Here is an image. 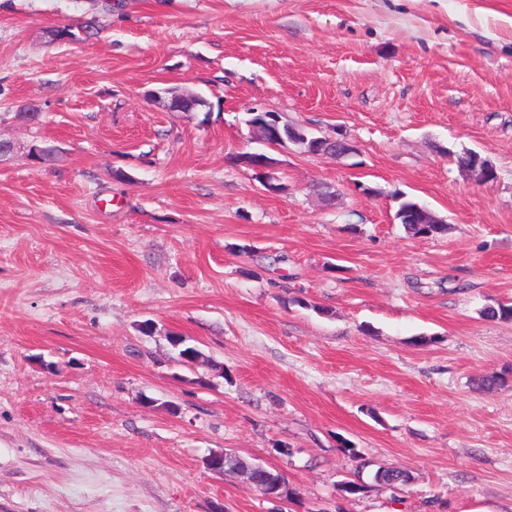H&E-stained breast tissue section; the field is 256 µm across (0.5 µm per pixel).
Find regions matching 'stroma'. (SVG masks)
<instances>
[{
    "label": "stroma",
    "instance_id": "stroma-1",
    "mask_svg": "<svg viewBox=\"0 0 512 512\" xmlns=\"http://www.w3.org/2000/svg\"><path fill=\"white\" fill-rule=\"evenodd\" d=\"M255 109L358 152L265 192ZM0 139V512H512V0H0ZM355 451L412 481L340 497ZM456 161L459 167L467 172L475 181L479 183H486L496 179L497 174L493 166L485 159L481 158L476 152H465L462 155H458ZM484 167H488L492 172V177L489 180H482L481 173H485ZM397 199L399 200V206L396 211V219L399 220L405 229L413 236H433L448 230L446 221L429 209L428 211L441 223H427L429 221L427 220L424 210L418 206L417 207L420 210L421 218L424 223L414 224L415 222L407 217L406 211L409 209H415L418 203L407 199L404 194H398Z\"/></svg>",
    "mask_w": 512,
    "mask_h": 512
}]
</instances>
